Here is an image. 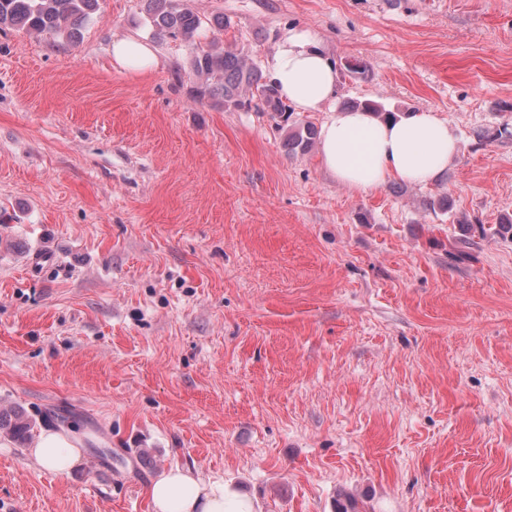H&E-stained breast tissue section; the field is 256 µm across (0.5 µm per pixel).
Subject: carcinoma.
Returning <instances> with one entry per match:
<instances>
[{
	"label": "carcinoma",
	"mask_w": 512,
	"mask_h": 512,
	"mask_svg": "<svg viewBox=\"0 0 512 512\" xmlns=\"http://www.w3.org/2000/svg\"><path fill=\"white\" fill-rule=\"evenodd\" d=\"M99 0H0V28L11 27L32 34L78 38L81 25L97 11ZM150 25L159 35L194 43L201 18L175 0H146ZM192 67L199 79L200 98L220 97L227 109H250L266 112L274 120L288 123L290 106L279 98L275 88L263 80L261 70L238 52L217 43L194 48ZM317 137L313 124L294 126L286 137L288 152H306ZM32 424L21 411H0V430L23 443L30 436Z\"/></svg>",
	"instance_id": "obj_1"
}]
</instances>
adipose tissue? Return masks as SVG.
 I'll list each match as a JSON object with an SVG mask.
<instances>
[{"label": "adipose tissue", "mask_w": 512, "mask_h": 512, "mask_svg": "<svg viewBox=\"0 0 512 512\" xmlns=\"http://www.w3.org/2000/svg\"><path fill=\"white\" fill-rule=\"evenodd\" d=\"M112 58L122 69L145 73L159 60L144 39L129 35L113 41ZM267 77L281 99L299 112H316L331 104L338 81L333 62L316 34L305 29L284 32L268 62ZM460 151L458 138L436 112H407L385 119L365 108L333 111L318 133L324 169L357 192L374 190L399 179L413 185L436 183ZM73 431L43 429L29 450L39 465L66 474L82 459ZM154 512H256L253 501L223 482L203 480L174 466L161 471L148 488Z\"/></svg>", "instance_id": "adipose-tissue-1"}]
</instances>
